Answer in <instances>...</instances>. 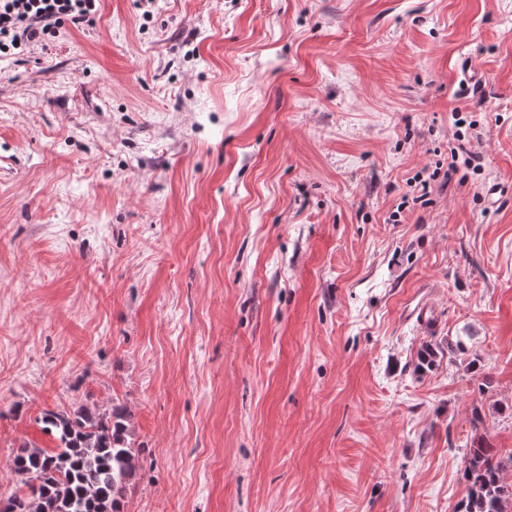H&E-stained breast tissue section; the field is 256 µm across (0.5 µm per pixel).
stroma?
Listing matches in <instances>:
<instances>
[{"instance_id": "obj_1", "label": "stroma", "mask_w": 512, "mask_h": 512, "mask_svg": "<svg viewBox=\"0 0 512 512\" xmlns=\"http://www.w3.org/2000/svg\"><path fill=\"white\" fill-rule=\"evenodd\" d=\"M144 10L0 60V498L113 402L125 512H461L479 436L512 485V0Z\"/></svg>"}]
</instances>
